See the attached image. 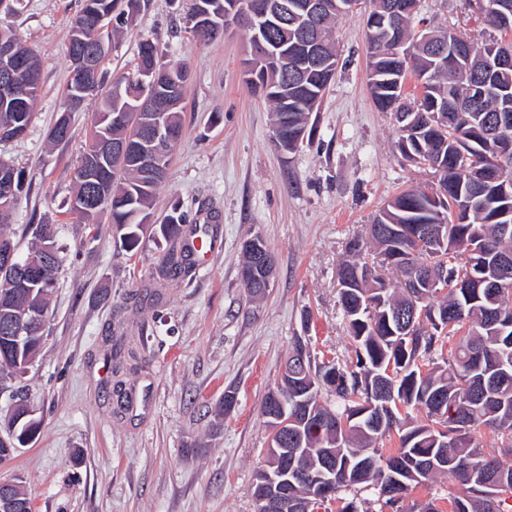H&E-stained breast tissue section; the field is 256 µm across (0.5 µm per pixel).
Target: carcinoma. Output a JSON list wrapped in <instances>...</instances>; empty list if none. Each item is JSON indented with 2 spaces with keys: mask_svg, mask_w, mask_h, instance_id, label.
<instances>
[{
  "mask_svg": "<svg viewBox=\"0 0 512 512\" xmlns=\"http://www.w3.org/2000/svg\"><path fill=\"white\" fill-rule=\"evenodd\" d=\"M227 0H194L192 16L224 15ZM282 24L271 23L261 38L270 46L283 40L304 44L309 34L303 12L297 5ZM369 53V90L375 106L388 112L398 134L395 145L409 161L429 166L438 176V190L429 193L408 189L373 217L368 236H353L346 243L350 259L337 268L340 305L353 344L347 355L319 357L308 339L294 341L288 360L305 366L311 390L301 395L293 385L280 380L276 391L286 398L288 415L300 414L301 426L288 435V453L297 466L310 474L324 464L336 466V493L312 499V505L339 501L337 512H358L356 499L342 493L372 491L383 506L404 512L401 500L412 487H426L438 475L448 477L462 489L450 500L449 512H501L502 497L512 498V463L503 467L496 448H485L477 439L488 428L512 448V288H497L498 261L512 258V180L498 175L500 153L491 135L497 114L512 119V68H499L496 58L512 52V39L468 36L453 28L425 31L414 25L411 13L390 14L385 0H361ZM483 17L494 29L512 33L499 21V0H484ZM138 8V0H83L71 22L67 50L85 48L106 54L104 24L100 18L122 22ZM391 29L405 43L410 56L402 58L392 44L376 41V27ZM0 41L12 46L20 61L16 83L20 95L0 98V126L23 134L31 124L40 91V64L32 50L10 25L0 20ZM159 60L150 41L142 43L133 71L105 81L101 70L86 76H70L67 86L69 110L84 102L79 91L87 84L98 89L101 107L94 116L89 140L76 169V188L69 212L89 218L106 211L110 223L122 231L121 240L134 249L145 223L151 221L156 191L167 178L149 179L129 159L107 162L102 178L109 191L91 203L84 163L94 156L98 138L108 134L114 141L134 135L139 115L131 111L140 92L141 69ZM177 82L171 85L175 100H184L188 86L185 64L170 66ZM428 77L423 96L409 98L403 87L408 76ZM329 74L312 68L304 80L284 63L266 61L251 73L250 84L271 105L274 137L288 140V152L298 149L297 137H311L314 124L309 115L318 110ZM182 106L158 112L172 131L168 149L182 135ZM125 115V123L112 118ZM468 155L463 160L462 155ZM14 189L21 198L29 189L24 171L0 161V192ZM394 224L415 226L420 235L435 225H445L443 242L417 247L415 241L394 236ZM157 233L171 242L186 238L181 254L171 247L162 256L158 276L191 279L196 274L193 239L197 226L187 225L185 216L173 208ZM374 249L383 262L400 274L396 287L381 277L365 255ZM466 261L459 263V254ZM59 269L35 282L25 293L12 292L8 272L0 266V381L28 367L42 348L43 333L31 335L18 345L4 332L5 308H48ZM425 275L439 281L435 288L417 291L411 279ZM456 344L445 350L453 337ZM426 410L427 423L410 425L401 414L409 409ZM399 446L390 453L383 448L391 434ZM401 483L402 493L379 494L378 483L387 470ZM478 474L505 478L500 497L488 501L479 496L471 478Z\"/></svg>",
  "mask_w": 512,
  "mask_h": 512,
  "instance_id": "carcinoma-1",
  "label": "carcinoma"
}]
</instances>
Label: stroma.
Listing matches in <instances>:
<instances>
[{
    "instance_id": "1",
    "label": "stroma",
    "mask_w": 512,
    "mask_h": 512,
    "mask_svg": "<svg viewBox=\"0 0 512 512\" xmlns=\"http://www.w3.org/2000/svg\"><path fill=\"white\" fill-rule=\"evenodd\" d=\"M81 4L22 0L8 18L38 55L41 81L28 131L0 143V160L24 168L30 184L0 229L24 253L32 224L57 225L63 267L39 356L0 388V424L19 398L39 422L35 440L0 462V478H17L32 512H254L250 488L269 440L261 404L294 340L309 337L328 356L351 346L336 279L347 240L399 193L435 189L437 179L401 155L371 100L360 15L337 20L340 63L316 132L285 154L268 103L247 82L244 32L203 44L191 0H140L102 69L110 78L133 70L146 40L164 61L187 65L183 135L153 211L160 218L177 204L190 223L210 226L195 277L159 279L167 245L152 230L129 251L107 213L88 222L67 211L99 109L91 100L66 110V47ZM419 14L485 28L469 0H420ZM64 113L71 137L51 143ZM257 235L275 257L259 298L241 278L242 246Z\"/></svg>"
}]
</instances>
